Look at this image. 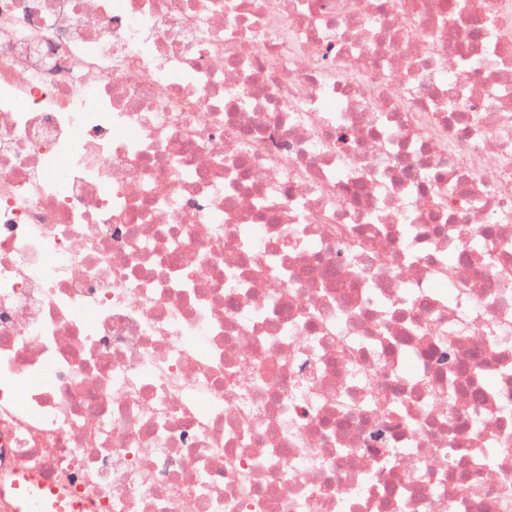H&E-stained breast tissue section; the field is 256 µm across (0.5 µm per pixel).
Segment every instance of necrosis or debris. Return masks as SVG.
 <instances>
[{"mask_svg": "<svg viewBox=\"0 0 512 512\" xmlns=\"http://www.w3.org/2000/svg\"><path fill=\"white\" fill-rule=\"evenodd\" d=\"M22 496L512 512V0H0Z\"/></svg>", "mask_w": 512, "mask_h": 512, "instance_id": "necrosis-or-debris-1", "label": "necrosis or debris"}]
</instances>
